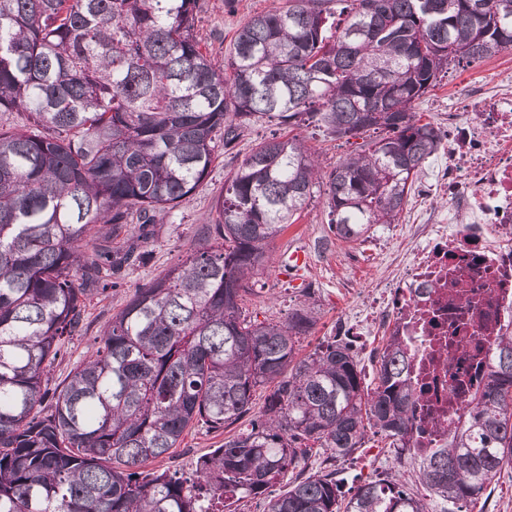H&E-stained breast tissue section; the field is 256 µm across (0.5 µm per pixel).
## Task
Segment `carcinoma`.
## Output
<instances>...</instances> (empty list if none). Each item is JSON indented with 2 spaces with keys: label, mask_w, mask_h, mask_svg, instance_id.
Masks as SVG:
<instances>
[{
  "label": "carcinoma",
  "mask_w": 512,
  "mask_h": 512,
  "mask_svg": "<svg viewBox=\"0 0 512 512\" xmlns=\"http://www.w3.org/2000/svg\"><path fill=\"white\" fill-rule=\"evenodd\" d=\"M197 4L0 0V112L25 113L0 127V512H234L290 468L267 512H463L512 462V334L448 446L417 465L425 496L371 479L347 497L336 472L304 475L303 447L346 457L369 426L402 441L413 391L396 337L368 393L336 336L296 359L310 306L258 322L241 303L320 181L340 238L399 223L441 147L415 103L450 64L512 46V0H288L238 31L222 71L193 34ZM263 121L385 136L325 175L297 135L257 144L214 201L213 243L136 290L51 385L87 304L147 261L148 228ZM246 416L193 480L143 471L187 429Z\"/></svg>",
  "instance_id": "carcinoma-1"
}]
</instances>
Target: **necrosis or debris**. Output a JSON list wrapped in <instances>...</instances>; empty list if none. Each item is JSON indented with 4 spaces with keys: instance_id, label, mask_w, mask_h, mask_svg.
Here are the masks:
<instances>
[{
    "instance_id": "necrosis-or-debris-1",
    "label": "necrosis or debris",
    "mask_w": 512,
    "mask_h": 512,
    "mask_svg": "<svg viewBox=\"0 0 512 512\" xmlns=\"http://www.w3.org/2000/svg\"><path fill=\"white\" fill-rule=\"evenodd\" d=\"M444 153L448 164L432 177L447 212L414 225L407 257L341 328L363 336L392 325L415 393L405 447L416 463L446 447L461 383L481 388L498 337L512 333V84L462 91Z\"/></svg>"
}]
</instances>
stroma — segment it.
<instances>
[{"instance_id": "stroma-1", "label": "stroma", "mask_w": 512, "mask_h": 512, "mask_svg": "<svg viewBox=\"0 0 512 512\" xmlns=\"http://www.w3.org/2000/svg\"><path fill=\"white\" fill-rule=\"evenodd\" d=\"M280 0H198L195 32L216 67H223L224 58L236 32L254 15L279 4ZM512 81V49H505L472 66H450L436 87L420 100L415 109L423 121L436 129L448 128V112L457 102L460 89L480 91L496 82ZM289 129L275 123L260 122L246 130L236 148L221 155L211 166L199 187L175 208L163 222L154 225L146 243L152 259L145 265L126 270L125 286L108 297L93 302L86 311L87 326L83 335L74 337L67 354L50 368L54 381H62L92 350L104 324L122 310L138 288L149 284L171 267L181 263L187 253L207 240L206 224L215 214L212 205L222 192L224 181L259 142L271 135H286ZM300 133L316 152L323 170H330L346 155L358 152L360 139H336L325 129L301 128ZM427 172L418 175L399 223L377 226L369 239L347 242L337 237L329 224L328 210L322 195H315L299 213L294 224L277 236L269 245L270 262L267 268L251 281L252 294L242 304L245 315L260 320L283 321L304 302L315 307L316 322L296 345L297 356L312 353L324 339L335 335L349 309L359 306L368 288L377 285L396 262L407 255L412 241V226L424 212L443 207L445 201L427 183ZM303 252L305 263L298 271L289 273L285 264L296 252ZM233 428L209 432L195 427L185 432L179 447L147 462V470H173L180 476L192 478L197 459L223 444L232 436ZM349 486L366 479L410 480V490L420 493L412 483L413 466L408 459L397 458L390 440L374 428H367L364 443L346 459L333 463Z\"/></svg>"}]
</instances>
